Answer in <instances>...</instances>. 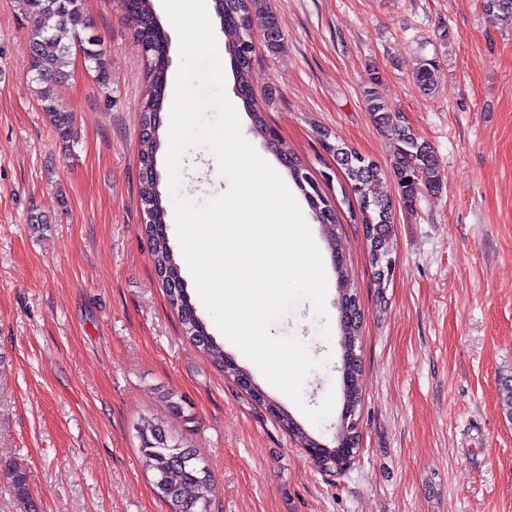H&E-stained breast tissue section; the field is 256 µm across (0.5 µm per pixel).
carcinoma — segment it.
Returning <instances> with one entry per match:
<instances>
[{"instance_id":"1","label":"carcinoma","mask_w":512,"mask_h":512,"mask_svg":"<svg viewBox=\"0 0 512 512\" xmlns=\"http://www.w3.org/2000/svg\"><path fill=\"white\" fill-rule=\"evenodd\" d=\"M136 12H124V19L136 40L151 33L156 43L165 39L166 33L154 16L153 0H140ZM226 0H214L215 12L222 17L224 46L234 65L237 85L250 87L249 73L256 55V41L253 32V16L264 15V48L269 54H276L283 45L284 24L282 19L267 7L266 0H233L235 8L225 9ZM23 8L31 19L28 33L29 71L35 83V95L42 110L46 112L58 136L64 142L74 134V120L71 113L58 103L54 87L70 76L68 68L76 54L75 43L83 48L86 68L94 73L95 80L107 86L112 82V71L103 43L95 36L75 35L74 43L65 44L58 32L73 24L80 16L83 0H21ZM483 10L489 20L502 15H512V0H483ZM417 84L430 90L439 78V65L433 59L419 62L414 71ZM146 87L141 100V139L151 140L150 151L138 153L140 171L141 204L153 207V221L161 226L160 232L150 238L155 269L166 275L165 290L170 305L177 310L184 332L198 347L213 358L224 373L239 379L247 374L241 366L224 362V348L210 336L205 323L198 317L196 309L188 298L180 265L169 245L165 217L167 208L158 191L159 174L157 152L161 145L162 125L154 123L156 115L163 111L167 97L168 69L161 66L147 67ZM366 108L381 129H392L396 142L390 159V176L396 183L399 196L408 209H413L418 196L434 192L441 186L439 159L433 146L418 136L406 118L391 103L379 95L374 87L364 90ZM243 108L249 113L254 133L269 139L272 128L268 125L264 110L254 95L242 98ZM336 163L344 170L355 197L359 203L361 221L373 224L375 238H367L369 245L384 242L393 246L392 216L388 198L379 191L382 175L377 164L367 161L358 166L362 156L349 148L336 145L332 148ZM297 189L311 209L314 220L321 224L326 242L331 251L336 273L340 302V326L343 336V374L346 377L345 399L360 401L361 362L356 353V341L361 328V312L357 295L350 287V272L344 265L336 237L337 215L334 204L313 185V178L303 162L294 153H288L283 161ZM252 397L274 411L275 418L286 428L295 432L304 448L315 442L295 423L291 415L278 402L269 398L261 388L251 391ZM499 397L503 409L512 416V376L501 378ZM139 452L145 468L152 473L155 493L169 509V512H208L209 496L214 490L213 475L203 463L196 450L182 439L169 434L164 427L148 421L137 430ZM15 497L28 499V476L20 469L10 474Z\"/></svg>"}]
</instances>
